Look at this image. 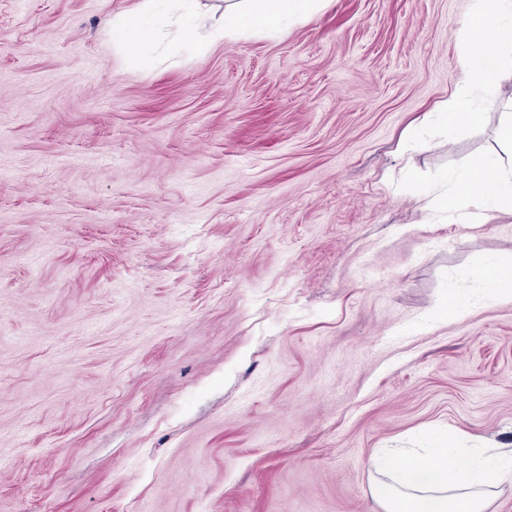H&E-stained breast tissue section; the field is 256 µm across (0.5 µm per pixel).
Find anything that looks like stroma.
Instances as JSON below:
<instances>
[{
	"mask_svg": "<svg viewBox=\"0 0 512 512\" xmlns=\"http://www.w3.org/2000/svg\"><path fill=\"white\" fill-rule=\"evenodd\" d=\"M141 6L0 0V512H381V449L512 448V215L430 216L512 108L430 117L474 0L132 64ZM477 273L486 280H490L496 290L499 300L512 299V269L501 270L495 266L485 265Z\"/></svg>",
	"mask_w": 512,
	"mask_h": 512,
	"instance_id": "35a3bbf8",
	"label": "stroma"
}]
</instances>
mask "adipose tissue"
<instances>
[{"label":"adipose tissue","mask_w":512,"mask_h":512,"mask_svg":"<svg viewBox=\"0 0 512 512\" xmlns=\"http://www.w3.org/2000/svg\"><path fill=\"white\" fill-rule=\"evenodd\" d=\"M322 0H225L224 21L207 26L197 0H145L141 11L112 19V41L136 54L162 26L175 30V42L191 45L196 54L212 44L237 39L255 31L273 35L288 23L313 16ZM467 35L458 44L463 78L443 118L455 126L458 115L471 111L470 92L476 84L512 70V0H477L474 11L462 22ZM500 154L467 157L453 178V192L445 207L456 215L468 201H479L486 212H512V113L498 127ZM376 477L370 492L382 512H487L495 495L485 479L495 467L500 482L512 481V449L464 448L448 437H437L412 456L375 457Z\"/></svg>","instance_id":"adipose-tissue-1"}]
</instances>
